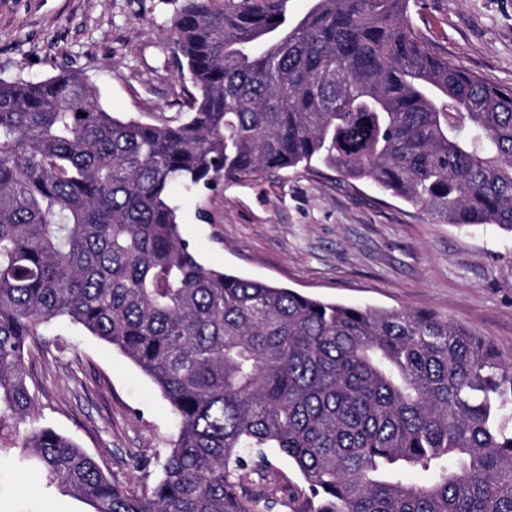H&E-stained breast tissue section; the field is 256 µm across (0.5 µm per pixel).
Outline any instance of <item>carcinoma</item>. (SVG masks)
Segmentation results:
<instances>
[{
    "mask_svg": "<svg viewBox=\"0 0 512 512\" xmlns=\"http://www.w3.org/2000/svg\"><path fill=\"white\" fill-rule=\"evenodd\" d=\"M287 4L181 0L165 40L193 92L174 120L113 116L78 70L0 79V417L32 418L31 343L68 321L178 424L140 495L26 430L19 448L94 512H259L268 448L308 484L291 512H512V361L492 344L209 268L179 233L172 187L314 163L512 232V86L434 55L409 0Z\"/></svg>",
    "mask_w": 512,
    "mask_h": 512,
    "instance_id": "carcinoma-1",
    "label": "carcinoma"
}]
</instances>
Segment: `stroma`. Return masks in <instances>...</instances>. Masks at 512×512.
<instances>
[{
  "instance_id": "obj_1",
  "label": "stroma",
  "mask_w": 512,
  "mask_h": 512,
  "mask_svg": "<svg viewBox=\"0 0 512 512\" xmlns=\"http://www.w3.org/2000/svg\"><path fill=\"white\" fill-rule=\"evenodd\" d=\"M174 0H0V78L83 71L118 117L174 119L191 85L163 31ZM410 21L437 53L512 85V0H410ZM180 233L207 266L326 301L430 309L512 359V233L438 224L421 208L317 165L175 187ZM35 418L76 441L114 482L142 492L176 436L170 404L111 345L69 324L43 326L31 359ZM257 489L291 512L305 484L267 452ZM0 512H91L47 485L34 458L0 454Z\"/></svg>"
}]
</instances>
